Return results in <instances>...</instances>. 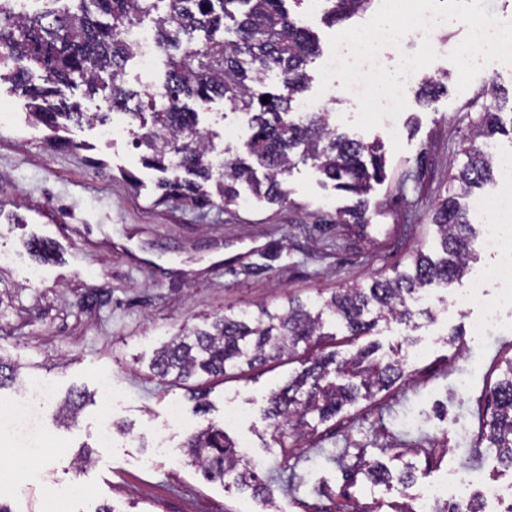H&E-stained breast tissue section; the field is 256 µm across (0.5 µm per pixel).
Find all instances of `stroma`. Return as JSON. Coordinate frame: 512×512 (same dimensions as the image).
Listing matches in <instances>:
<instances>
[{
	"mask_svg": "<svg viewBox=\"0 0 512 512\" xmlns=\"http://www.w3.org/2000/svg\"><path fill=\"white\" fill-rule=\"evenodd\" d=\"M286 7L316 36L321 56L330 36L370 18L365 12L330 22L327 0H288ZM465 35L458 22L437 26L441 57L420 77L441 80L444 92L428 107L408 94L406 109L389 126L369 131L350 124L358 108L352 93L319 94L321 56L310 63L311 111L382 146L384 176L366 196L363 224L339 216L354 196L302 163L286 175L282 203L257 200L246 189L228 207L161 200V175L143 166L136 147L137 123L115 111L105 128H62L70 147L52 146L47 130L33 124L9 69H0V252L10 257L0 265V355L19 365L23 379L46 378L55 386L54 402L38 407L49 456L25 477L0 481V502L12 512H47L53 498L65 500L68 512H95L103 504L116 512H263L258 499L232 482L208 480L182 454L189 431L168 422L175 402L194 428L223 422L264 471L282 472L289 483L278 498L285 512H403L412 493L449 468L478 465L488 478L512 481V469L467 432L471 423L488 420L484 393L512 351L509 306L501 308L492 340L471 336V312L439 302L412 327L379 322L370 337L376 356L405 358L404 378L329 421L307 415L303 439L285 456L270 444L264 398L303 369L307 351L186 381L160 380L151 368L155 349L180 327L203 325L227 310L275 311L290 297L313 304L335 289L391 275L413 251L435 253L431 209L446 197L480 114L495 106L491 89L512 96V67L502 64L458 91V72L446 55ZM188 106L212 149L235 158L249 114L220 99ZM32 238L54 244L51 261L32 259L25 246ZM102 287L110 302L84 305ZM407 334L412 343H404ZM106 379L116 397L112 406L94 401L76 424H64L59 401L73 390L100 393ZM200 392L210 406L205 414L194 409ZM230 412L238 420H227ZM106 420L131 426L114 434L108 448L96 439ZM432 439L448 441V452L413 454ZM360 450L393 472L412 466L413 481L405 488L362 472L348 478ZM85 451L91 460L78 465Z\"/></svg>",
	"mask_w": 512,
	"mask_h": 512,
	"instance_id": "obj_1",
	"label": "stroma"
}]
</instances>
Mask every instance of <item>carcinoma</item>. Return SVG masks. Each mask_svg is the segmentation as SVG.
I'll return each mask as SVG.
<instances>
[{
    "instance_id": "cac0c4a2",
    "label": "carcinoma",
    "mask_w": 512,
    "mask_h": 512,
    "mask_svg": "<svg viewBox=\"0 0 512 512\" xmlns=\"http://www.w3.org/2000/svg\"><path fill=\"white\" fill-rule=\"evenodd\" d=\"M73 12L43 14L17 12L10 0H0V65H12L11 78L25 89L30 112L37 123L57 128L60 120L78 121L84 113L58 99L60 87L81 82L89 94L103 99L108 111H132L150 128L139 138L149 152L147 161L160 172L170 168L184 177L164 180V191L201 207L237 203L238 186L244 184L256 196L271 203L288 197L284 176L299 163H311L335 186L357 197L348 210L355 224L365 222L363 196L382 172L383 157L376 142L353 139L330 127L325 112H308L299 118L294 102L309 80L307 66L319 55L312 33L290 19L286 0H170L169 10L158 12L159 0H78ZM327 14L340 21L364 12L373 0H327ZM155 15L154 40L166 58V79L158 87L140 91L126 87L124 68L132 55L125 31L142 18ZM229 18L227 29L234 38L216 33ZM277 70L282 85L276 92L260 91L267 72ZM41 72V84L30 78ZM267 97L268 103L261 102ZM220 98L233 109L252 114L250 132L241 152L230 160L224 174L213 179L208 160L210 142L197 128V113L185 100L209 102ZM137 100L135 108L129 102ZM481 113L473 140L462 149L465 161L450 178L448 196L432 208L441 255L433 258L422 250L409 256L404 269L377 279L367 288H339L317 307L298 299L271 312L226 314L204 329L182 327L157 350L153 370L161 378L172 375L187 380L199 374H225L246 364L292 357L301 346L321 342L326 317L340 323L351 336H368L382 319L406 328L417 314L416 302L428 287H448L471 270L475 251L474 224L459 202L462 194L481 188L495 178V158L489 141L503 132L499 111ZM264 170L258 177L257 168ZM40 260L52 257L54 248L44 240L28 242ZM376 347L368 344L349 357L318 353L310 365L267 397L266 415L271 439L281 448L302 437L301 420L315 414L328 421L360 396H369L401 380L405 363L373 358ZM20 380L18 368L0 356V389ZM84 402L75 394L60 406L67 423H74ZM488 448L498 461L512 468V359L504 361L502 377L490 389ZM191 462L214 479L232 478L242 491L276 504L272 481L261 477L251 461L236 454L224 432V424L210 422L183 445Z\"/></svg>"
}]
</instances>
